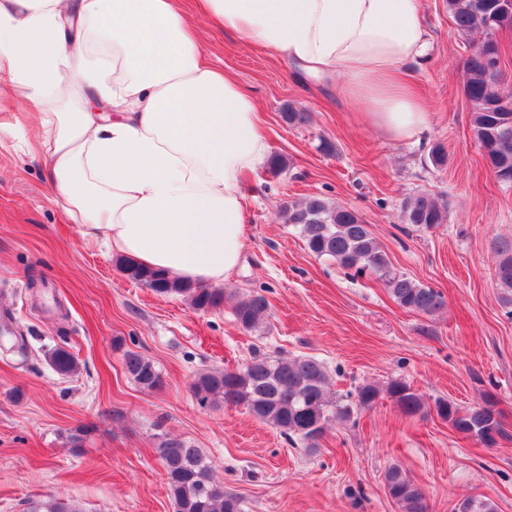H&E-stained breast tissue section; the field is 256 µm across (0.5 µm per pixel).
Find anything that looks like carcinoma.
<instances>
[{
	"mask_svg": "<svg viewBox=\"0 0 512 512\" xmlns=\"http://www.w3.org/2000/svg\"><path fill=\"white\" fill-rule=\"evenodd\" d=\"M487 0H447L448 15L455 32L473 52L465 61L464 95L472 104V136L490 148V171L503 184H512V95L501 92L502 72L490 73L486 54L494 46L502 52L499 41H489L482 28ZM404 223L419 231H429L443 224L446 211L428 193H417L402 204ZM282 223L297 230L305 247L317 258L332 260L348 274L374 273L388 294L403 308L432 316L446 305L443 292L420 284L394 266L370 226L353 209L332 203L319 195L283 203L279 211ZM498 261L495 280L501 289V304L512 315V240L495 243ZM127 279L152 289L155 293L186 296L193 308L202 311L224 304L222 288L177 282L160 271L116 262ZM270 303L256 291L234 299L232 312L245 331L255 329L267 316ZM50 365L65 377L75 374L78 363L63 347L49 354ZM125 370L144 390L163 386L161 372L141 353L127 350L123 355ZM191 389L198 405L213 407L219 402L241 406L258 420L267 423L286 439L299 438L314 448L328 426L347 420L353 410L373 406L380 390L371 384L360 387L354 401L336 402L331 392L325 366L312 356L292 358L256 354L242 368L207 370L194 378ZM402 414L408 417L428 413L422 396L402 382L392 381L386 389ZM437 416L456 432L482 442L491 433L504 441L512 439L502 422L494 417L491 400L462 408L449 401L434 402ZM157 454L165 471L175 512H240L236 495L212 476L209 459L191 442L167 434L158 437ZM385 486L402 512H428L426 496L397 468L385 476ZM28 512H81L78 505L60 499L30 503Z\"/></svg>",
	"mask_w": 512,
	"mask_h": 512,
	"instance_id": "obj_1",
	"label": "carcinoma"
}]
</instances>
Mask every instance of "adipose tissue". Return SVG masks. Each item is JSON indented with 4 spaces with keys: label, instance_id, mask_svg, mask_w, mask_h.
Segmentation results:
<instances>
[{
    "label": "adipose tissue",
    "instance_id": "ef3b65f1",
    "mask_svg": "<svg viewBox=\"0 0 512 512\" xmlns=\"http://www.w3.org/2000/svg\"><path fill=\"white\" fill-rule=\"evenodd\" d=\"M204 19L411 139L422 0H200ZM179 0H0V83L38 116L52 200L81 239L183 283L223 287L247 242L244 177L269 145L250 96L204 61Z\"/></svg>",
    "mask_w": 512,
    "mask_h": 512
}]
</instances>
